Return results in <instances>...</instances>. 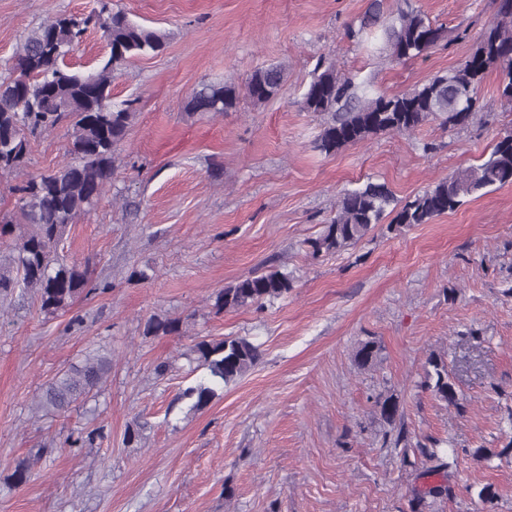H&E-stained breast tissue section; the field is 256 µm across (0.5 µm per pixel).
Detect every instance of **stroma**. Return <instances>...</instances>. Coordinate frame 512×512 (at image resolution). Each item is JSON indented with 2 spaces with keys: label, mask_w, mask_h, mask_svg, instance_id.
<instances>
[{
  "label": "stroma",
  "mask_w": 512,
  "mask_h": 512,
  "mask_svg": "<svg viewBox=\"0 0 512 512\" xmlns=\"http://www.w3.org/2000/svg\"><path fill=\"white\" fill-rule=\"evenodd\" d=\"M369 0H110L163 33L165 49L117 70L114 102L134 118L115 152L105 195L73 225L71 259L88 265L90 293L54 315L31 296L0 304V512H410L423 488L419 446L448 452L453 495L425 512H512V185L490 189L430 224L378 226L355 245L313 254L340 193L372 177L411 197L485 160L512 125V105L490 71L465 125L433 118L325 154L324 116L301 96L320 57L360 95L413 89L476 48L491 0H385L387 20L421 9L443 38L426 57L395 61L383 32L367 47L348 37ZM97 0H0V75L24 36ZM282 64L279 96L235 111L186 104L204 81L243 86ZM59 127L33 140L9 186L69 161ZM271 268L293 286L262 308L220 310L224 287ZM179 334L149 336L150 319ZM245 336L259 363L206 408L177 395L196 381L188 356L200 339ZM375 341L368 369L359 342ZM112 368L101 391L68 411L35 412L41 388L86 352ZM441 356L465 410L434 398L428 359ZM168 362L157 374L159 362ZM399 402L395 425L378 397ZM102 431L82 447L72 435ZM407 441L395 445L398 432ZM498 451L492 463L474 448ZM27 485L9 486L20 459ZM491 484L493 503L477 492Z\"/></svg>",
  "instance_id": "stroma-1"
}]
</instances>
